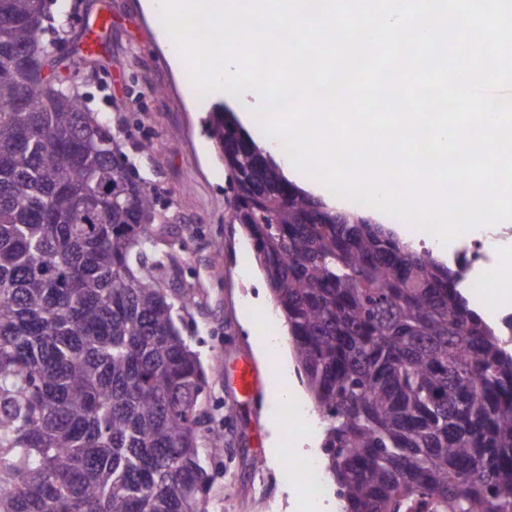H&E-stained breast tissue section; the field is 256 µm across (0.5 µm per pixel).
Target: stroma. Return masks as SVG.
I'll return each mask as SVG.
<instances>
[{
  "instance_id": "35a3bbf8",
  "label": "stroma",
  "mask_w": 512,
  "mask_h": 512,
  "mask_svg": "<svg viewBox=\"0 0 512 512\" xmlns=\"http://www.w3.org/2000/svg\"><path fill=\"white\" fill-rule=\"evenodd\" d=\"M45 0V41L54 45L59 76L79 74L88 111L111 120L137 174L148 181L159 218L157 249L176 256L175 266L159 271L163 286L190 295L177 325L208 376L200 408L224 435V450L205 458L213 476L208 512H336L335 498H310L302 483L281 482L283 459L269 456L271 411L280 398L267 385L251 396L238 393L234 374L242 360H253V336L267 335L263 312L273 301L257 263L241 268L240 254L250 242L241 225L230 221L224 166L218 161L206 121L219 104L241 114L242 98L225 91L199 95L187 74L176 71L160 39L158 15L145 0ZM111 18L97 53L82 50L84 23ZM242 128L269 148L286 175L329 205L354 209L325 184L296 170L273 144L255 116ZM151 144L150 153L140 151ZM223 250H216V242Z\"/></svg>"
}]
</instances>
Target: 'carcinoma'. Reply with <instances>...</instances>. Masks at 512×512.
I'll list each match as a JSON object with an SVG mask.
<instances>
[{
    "label": "carcinoma",
    "instance_id": "1",
    "mask_svg": "<svg viewBox=\"0 0 512 512\" xmlns=\"http://www.w3.org/2000/svg\"><path fill=\"white\" fill-rule=\"evenodd\" d=\"M44 0H0V512H207V376L154 272L150 185L80 95L46 98ZM209 132L325 419L341 512H512V325L465 269L290 182L230 112Z\"/></svg>",
    "mask_w": 512,
    "mask_h": 512
}]
</instances>
